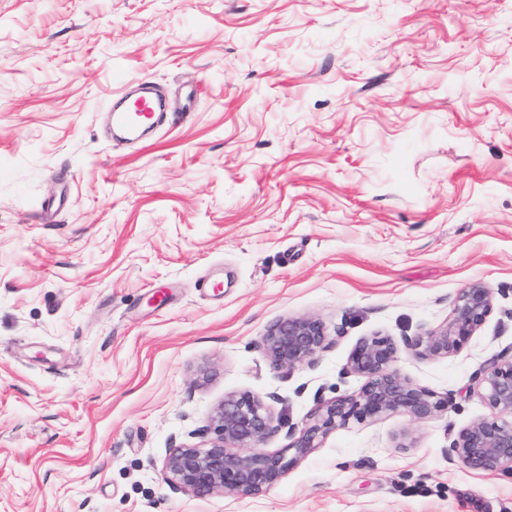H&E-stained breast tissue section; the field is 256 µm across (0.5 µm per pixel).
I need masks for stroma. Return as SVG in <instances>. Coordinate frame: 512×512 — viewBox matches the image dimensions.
<instances>
[{"mask_svg":"<svg viewBox=\"0 0 512 512\" xmlns=\"http://www.w3.org/2000/svg\"><path fill=\"white\" fill-rule=\"evenodd\" d=\"M141 79L168 122L111 142ZM474 282L462 350L399 362L449 411L350 421L260 496L164 480L229 392L284 451L360 388L362 337ZM303 315L332 347L273 369L261 336ZM511 346L512 0H0V512H512V475L447 454Z\"/></svg>","mask_w":512,"mask_h":512,"instance_id":"stroma-1","label":"stroma"}]
</instances>
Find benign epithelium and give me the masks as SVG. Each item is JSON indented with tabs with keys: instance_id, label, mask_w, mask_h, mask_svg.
<instances>
[{
	"instance_id": "obj_1",
	"label": "benign epithelium",
	"mask_w": 512,
	"mask_h": 512,
	"mask_svg": "<svg viewBox=\"0 0 512 512\" xmlns=\"http://www.w3.org/2000/svg\"><path fill=\"white\" fill-rule=\"evenodd\" d=\"M493 309V290L472 283L453 300L448 321L418 336L373 334L361 338L345 371L365 379L358 392L318 403L301 426L288 428L295 456L268 453L260 445L278 432L269 406L250 392H230L211 410L214 438L200 445L168 450L163 477L196 497L224 494L257 496L269 491L296 461L321 447L326 437L350 420L366 421L406 414L426 420L452 406V398L414 385L398 368L401 351L418 358H444L458 352L485 323ZM333 344L318 317H285L261 337V349L274 369L313 364ZM479 394L490 411L450 434L451 459L485 474L512 473V348L487 359L476 371Z\"/></svg>"
}]
</instances>
